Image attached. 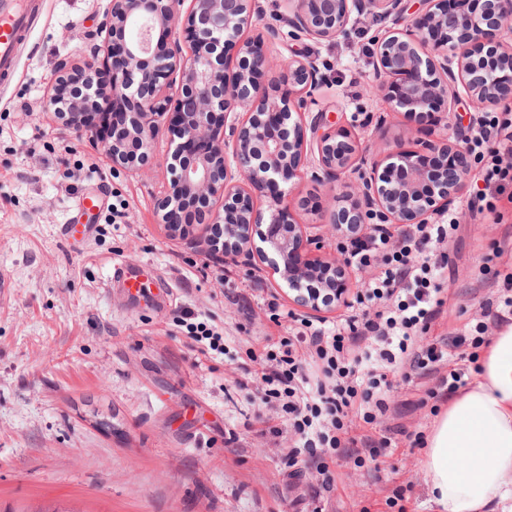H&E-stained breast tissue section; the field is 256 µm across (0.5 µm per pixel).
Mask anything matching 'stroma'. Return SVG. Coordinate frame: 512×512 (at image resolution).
Wrapping results in <instances>:
<instances>
[{
	"mask_svg": "<svg viewBox=\"0 0 512 512\" xmlns=\"http://www.w3.org/2000/svg\"><path fill=\"white\" fill-rule=\"evenodd\" d=\"M110 0H42L0 78V512H312L309 474L292 475L291 443L281 418L252 383L249 348L281 334L265 299L291 309L288 290L269 270L225 266L206 243L171 236L158 203L170 179L166 148L145 170L113 166L43 100L60 62L76 64L107 20ZM377 27L352 13L346 36L270 42L280 63L312 51L326 59L319 106L341 116L366 149L407 132L436 139L434 124L388 113L371 91L369 39ZM387 112L383 133L364 121ZM326 188L311 178L294 185L299 223H318ZM496 213L458 214L448 246V303L425 335L473 330L483 307L512 298V185ZM140 291L109 288L114 266ZM254 288L252 317L236 302ZM191 323L224 332L223 352L199 353ZM432 380L400 384L376 426L429 435L448 406L430 396ZM278 435L265 433L264 425ZM238 440L225 445L227 431ZM423 447L399 442L378 457V478L355 459H336L338 480L321 494L328 512H435L417 461ZM402 487L401 508L387 497Z\"/></svg>",
	"mask_w": 512,
	"mask_h": 512,
	"instance_id": "stroma-1",
	"label": "stroma"
}]
</instances>
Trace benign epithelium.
<instances>
[{"label": "benign epithelium", "mask_w": 512, "mask_h": 512, "mask_svg": "<svg viewBox=\"0 0 512 512\" xmlns=\"http://www.w3.org/2000/svg\"><path fill=\"white\" fill-rule=\"evenodd\" d=\"M282 2L286 32L260 25L259 0H111L112 49L83 59V97L70 99L63 63L44 109L132 173L157 147L160 121H167L178 142L160 206L166 230L199 235L226 264L258 258L287 285L295 305L319 313L343 305L347 267L339 256L322 254L324 234L290 219L283 186L308 172L328 186L322 223L338 237L346 224L361 232L368 224H426L448 210L465 191L470 168L453 123L455 102L463 96L482 112L512 101V0H465L463 8L441 0L422 22L408 17V0ZM353 8L380 21L371 37L374 87L385 92L389 111L431 112L448 97L437 139L411 147L397 138L364 155L340 121L306 111L327 64L307 55L282 67L263 50L268 40H334L347 33ZM134 20L141 31L128 40ZM247 30L256 35L244 37ZM232 49L237 70L228 77ZM108 66L112 83L103 93L92 79ZM107 109L122 116L110 137L74 120L85 110ZM351 174L358 175L356 201L346 207L335 188ZM262 198L269 199L265 209L254 204ZM196 201L204 202L197 224L183 223L185 205Z\"/></svg>", "instance_id": "7a95c632"}]
</instances>
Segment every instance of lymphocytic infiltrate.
<instances>
[{"instance_id": "lymphocytic-infiltrate-1", "label": "lymphocytic infiltrate", "mask_w": 512, "mask_h": 512, "mask_svg": "<svg viewBox=\"0 0 512 512\" xmlns=\"http://www.w3.org/2000/svg\"><path fill=\"white\" fill-rule=\"evenodd\" d=\"M467 141L483 163L477 177L484 191L466 203L478 215L484 201L512 184V113H482ZM458 227L444 212L431 224H374L365 236H346L345 261L366 278L335 323L269 303L272 321L284 330L279 347L249 349L248 358L261 367L263 402L279 409L295 437L287 464L316 468L322 477L312 499L336 484L330 459L362 451L373 457L391 447V438L357 434L353 426L386 414L395 379L436 378L443 396L465 385L456 366L465 357V331L419 343L447 303L446 250Z\"/></svg>"}]
</instances>
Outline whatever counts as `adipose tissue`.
I'll use <instances>...</instances> for the list:
<instances>
[{"instance_id": "adipose-tissue-1", "label": "adipose tissue", "mask_w": 512, "mask_h": 512, "mask_svg": "<svg viewBox=\"0 0 512 512\" xmlns=\"http://www.w3.org/2000/svg\"><path fill=\"white\" fill-rule=\"evenodd\" d=\"M420 465L437 512H512V325L436 420Z\"/></svg>"}]
</instances>
